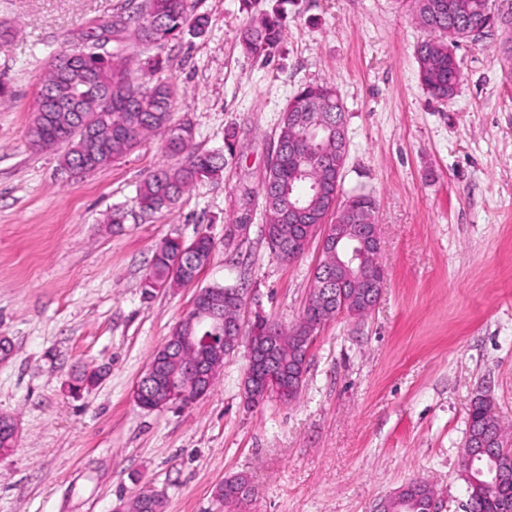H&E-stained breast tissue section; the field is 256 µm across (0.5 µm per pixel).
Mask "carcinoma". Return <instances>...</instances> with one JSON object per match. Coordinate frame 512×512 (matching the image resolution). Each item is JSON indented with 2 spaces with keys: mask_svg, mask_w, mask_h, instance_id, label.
I'll list each match as a JSON object with an SVG mask.
<instances>
[{
  "mask_svg": "<svg viewBox=\"0 0 512 512\" xmlns=\"http://www.w3.org/2000/svg\"><path fill=\"white\" fill-rule=\"evenodd\" d=\"M270 9L252 18L240 34L244 53L256 59L267 60L281 42V0H271ZM431 0H411L412 15L430 37L417 45L415 55L421 85L437 99H450L464 80L462 61L454 49L466 40L463 29L448 27L453 17L485 23L492 12V0H444L446 12L435 17L430 11ZM208 16L196 14L189 0H142L136 7L118 12L112 21L91 28L85 42L61 49L55 58L65 60L67 72L59 71L50 62L41 91L54 92L59 108L54 117L32 111L26 136L29 143L39 149H63L60 165L76 172L107 167L112 162L133 153L144 140L160 135L165 150L184 161L173 168H160L152 172L137 190V204L143 213H155L176 204L197 183L215 179L224 170V154L200 153L193 147L192 128L174 118L172 102L174 91L164 82L147 86L134 76L137 69L157 71L163 60L155 55L144 60L126 55L132 45L164 48L178 38L184 30L196 36L205 33ZM88 79L91 92L107 95L114 86H122L124 94L112 98L107 112H71L68 98L63 95L71 82ZM336 88L327 84H308L292 97L298 112H319L321 121L331 127L347 128L344 105L336 104ZM304 136V125L288 121V109H283L273 149L275 161L267 170L261 186L262 207L270 223L278 230L279 238L288 243L304 233L309 224L323 223L325 212L319 201L312 200V183L321 176L320 160L306 154L288 155V146ZM330 156L325 163L330 167L345 168L348 150L336 152V136L329 140ZM298 200L310 204V214L296 224L288 223V201ZM340 207L352 212V229L357 231L363 217L373 216L374 199L364 193L344 194ZM189 245L179 238H168L154 251L150 270L142 283L143 293L150 296L159 288H173L183 284L185 268L190 262L202 263L211 257L214 243L207 237L199 238L198 255L185 256L182 246ZM316 314L307 310L300 321L285 328L279 327L277 363L286 367L297 356L296 345ZM251 332L255 344V364L265 366L266 320L254 322ZM472 433H486L489 437L503 431L501 422L485 417L481 408L470 412ZM497 458L496 465L507 469L508 475L493 488H474L470 496L473 512H498L499 504L512 499V449ZM434 487L423 480L407 484L403 495L424 512L425 504ZM128 512H163L160 499H130Z\"/></svg>",
  "mask_w": 512,
  "mask_h": 512,
  "instance_id": "cac0c4a2",
  "label": "carcinoma"
}]
</instances>
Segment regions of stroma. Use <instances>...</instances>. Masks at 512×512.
Instances as JSON below:
<instances>
[{
    "label": "stroma",
    "mask_w": 512,
    "mask_h": 512,
    "mask_svg": "<svg viewBox=\"0 0 512 512\" xmlns=\"http://www.w3.org/2000/svg\"><path fill=\"white\" fill-rule=\"evenodd\" d=\"M122 0H0L14 36L0 48V414L17 447L0 460V512H113L142 491L165 512H374L412 479L433 484L443 512H466L460 451L471 405L490 397L512 424V60L501 25L461 43L464 81L447 100L420 84L415 47L427 33L406 0H298L267 62L239 44V0H189L203 36L164 49L153 84L174 90L194 146L240 148L219 178L171 208L140 212V183L179 157L161 137L110 166L69 175L26 138L50 58L111 20ZM328 82L346 110L344 191L377 201L386 278L372 310L322 325L299 397L247 406L245 349L226 357L207 394L185 409L145 410L134 388L197 289L242 288L244 327L298 321L321 260L269 251L265 213L237 227L240 189H259L282 110L300 87ZM124 223H111L114 209ZM214 241L196 283L145 296L153 251L168 237ZM103 375L76 393L77 378ZM244 473L251 494H215Z\"/></svg>",
    "instance_id": "stroma-1"
}]
</instances>
